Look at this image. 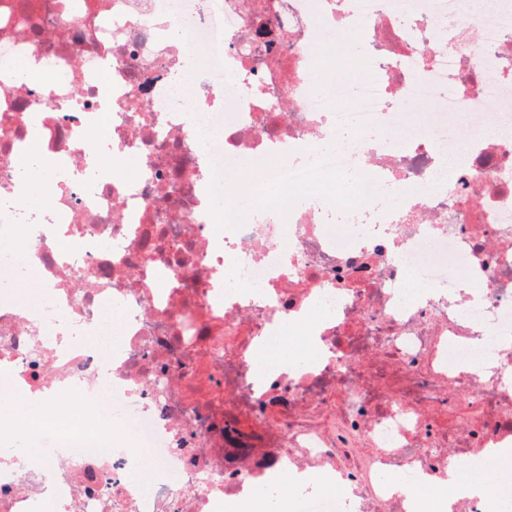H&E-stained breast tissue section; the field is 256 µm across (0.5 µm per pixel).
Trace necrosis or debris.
Instances as JSON below:
<instances>
[{"instance_id":"necrosis-or-debris-1","label":"necrosis or debris","mask_w":512,"mask_h":512,"mask_svg":"<svg viewBox=\"0 0 512 512\" xmlns=\"http://www.w3.org/2000/svg\"><path fill=\"white\" fill-rule=\"evenodd\" d=\"M319 27L353 35L357 79L325 76ZM35 135L59 167L22 166ZM334 174L363 200L341 225ZM268 186L312 195L285 212ZM3 227L29 250L0 243V375L99 413L1 442L0 512L276 508L285 471L336 478L295 512H408L388 473L512 445V0H0ZM33 274L32 314L10 295ZM300 313L321 360L258 374Z\"/></svg>"}]
</instances>
